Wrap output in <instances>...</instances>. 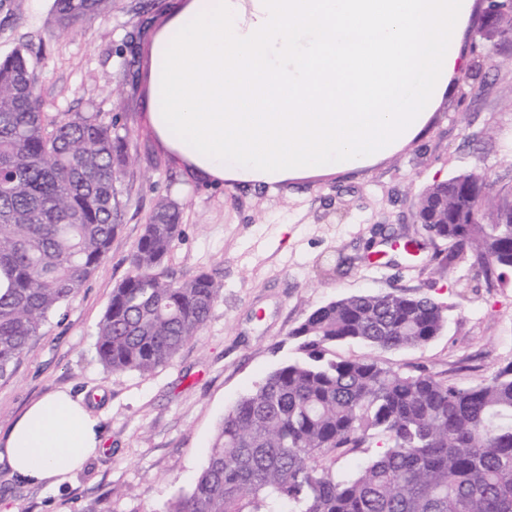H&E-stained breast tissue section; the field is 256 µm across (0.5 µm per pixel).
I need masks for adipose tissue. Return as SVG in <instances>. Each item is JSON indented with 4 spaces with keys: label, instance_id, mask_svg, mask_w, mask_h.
I'll return each instance as SVG.
<instances>
[{
    "label": "adipose tissue",
    "instance_id": "1",
    "mask_svg": "<svg viewBox=\"0 0 512 512\" xmlns=\"http://www.w3.org/2000/svg\"><path fill=\"white\" fill-rule=\"evenodd\" d=\"M475 0H174L147 37L144 106L188 174L273 184L368 166L414 141L467 67ZM102 446L65 392L32 404L6 454L61 484Z\"/></svg>",
    "mask_w": 512,
    "mask_h": 512
}]
</instances>
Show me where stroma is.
<instances>
[{"mask_svg":"<svg viewBox=\"0 0 512 512\" xmlns=\"http://www.w3.org/2000/svg\"><path fill=\"white\" fill-rule=\"evenodd\" d=\"M171 0H112L77 33H51L53 0H0V58L25 47L44 112H94L116 124L129 165L120 227L98 269L51 317L0 379V436L43 396L83 397L99 419L103 452L58 487L31 484L0 463V512H167L203 467L235 402L295 357L291 331L341 296L398 289L450 305L445 331L428 344L383 353L406 371L426 367L461 386L512 361V275L487 284L467 256L444 259L447 242L414 219L433 182L486 175L512 194V51L464 48L471 63L419 140L372 165L281 183L190 178L157 145L146 122V52L130 35L160 23ZM182 207V234L168 257L179 278L206 271L223 290L198 336L150 373L100 363L98 323L113 287L161 199ZM414 239L409 255L401 242Z\"/></svg>","mask_w":512,"mask_h":512,"instance_id":"stroma-1","label":"stroma"}]
</instances>
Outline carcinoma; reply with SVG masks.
I'll use <instances>...</instances> for the list:
<instances>
[{"mask_svg": "<svg viewBox=\"0 0 512 512\" xmlns=\"http://www.w3.org/2000/svg\"><path fill=\"white\" fill-rule=\"evenodd\" d=\"M112 0H54L52 23L74 33ZM484 44L512 47V16L481 20ZM124 139L90 112L48 116L18 48L0 60V378L51 314L84 286L118 231ZM416 218L467 253L487 282L512 270V197L475 172L430 186ZM182 211L159 202L112 289L97 354L114 372L164 366L198 335L220 295L206 272L183 280L166 261ZM449 308L396 289L313 309L292 330L297 356L224 415L190 491L168 512H512V362L461 387L426 369L375 357L340 358L336 345L380 352L441 335ZM377 449L355 474L340 459Z\"/></svg>", "mask_w": 512, "mask_h": 512, "instance_id": "cac0c4a2", "label": "carcinoma"}]
</instances>
